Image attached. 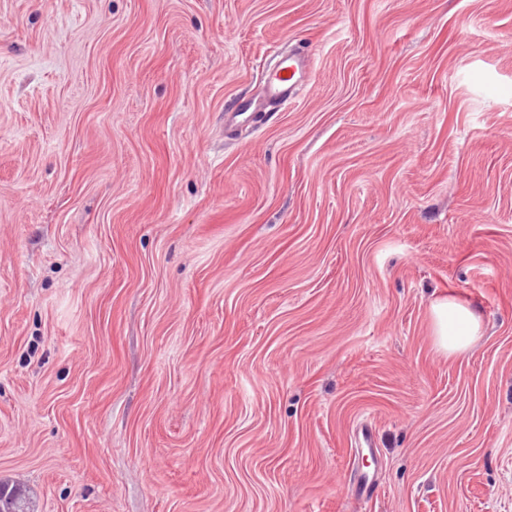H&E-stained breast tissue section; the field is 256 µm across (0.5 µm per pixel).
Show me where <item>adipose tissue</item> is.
<instances>
[{
  "label": "adipose tissue",
  "mask_w": 512,
  "mask_h": 512,
  "mask_svg": "<svg viewBox=\"0 0 512 512\" xmlns=\"http://www.w3.org/2000/svg\"><path fill=\"white\" fill-rule=\"evenodd\" d=\"M431 315L436 341L449 355L465 354L480 334L481 324L475 311L455 298L445 297L433 302Z\"/></svg>",
  "instance_id": "ef3b65f1"
}]
</instances>
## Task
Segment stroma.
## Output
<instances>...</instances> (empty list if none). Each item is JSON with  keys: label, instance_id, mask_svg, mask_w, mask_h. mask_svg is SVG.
Here are the masks:
<instances>
[{"label": "stroma", "instance_id": "obj_1", "mask_svg": "<svg viewBox=\"0 0 512 512\" xmlns=\"http://www.w3.org/2000/svg\"><path fill=\"white\" fill-rule=\"evenodd\" d=\"M276 47L309 85L226 124ZM1 481L35 512H512V0H0ZM433 334L448 356L466 353L474 339L480 335V320L467 303L448 296L431 305Z\"/></svg>", "mask_w": 512, "mask_h": 512}]
</instances>
